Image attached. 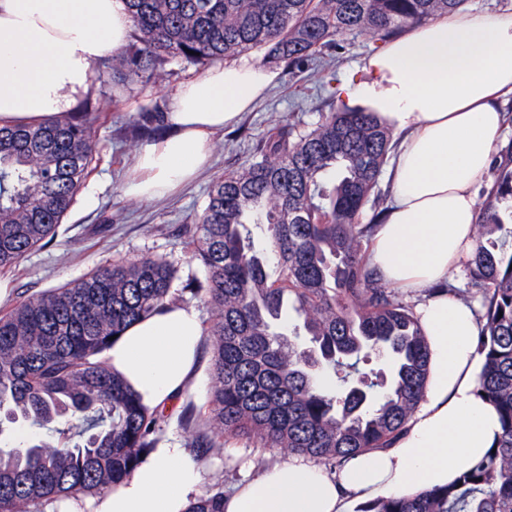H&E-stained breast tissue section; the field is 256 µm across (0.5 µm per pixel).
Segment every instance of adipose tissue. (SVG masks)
<instances>
[{
	"label": "adipose tissue",
	"mask_w": 512,
	"mask_h": 512,
	"mask_svg": "<svg viewBox=\"0 0 512 512\" xmlns=\"http://www.w3.org/2000/svg\"><path fill=\"white\" fill-rule=\"evenodd\" d=\"M131 26L124 0H0V126L69 111L93 64L120 51ZM278 78L241 59L183 82L164 115L173 134L142 146L125 193L151 200L192 180L209 162L213 134L234 127ZM339 97L399 136L391 203L373 228L368 259L383 281L420 296L429 380L393 447L355 456L332 476L304 457L248 468L224 512H352L382 495L410 497L469 469L500 431L477 392L478 309L449 294L448 276L464 270L475 248L476 192L489 179L503 106L512 101V9L405 27L362 61ZM201 338L197 313L177 306L128 326L103 356L158 408L189 384ZM204 477L185 447L159 446L111 492L82 507L61 499L55 509L186 512Z\"/></svg>",
	"instance_id": "1"
}]
</instances>
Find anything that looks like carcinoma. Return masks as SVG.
<instances>
[{"label": "carcinoma", "instance_id": "1", "mask_svg": "<svg viewBox=\"0 0 512 512\" xmlns=\"http://www.w3.org/2000/svg\"><path fill=\"white\" fill-rule=\"evenodd\" d=\"M465 0H125L133 42L112 55V84L161 76L173 61L207 66L251 50L291 72L343 49L350 36L385 40L457 12ZM103 94L37 125L0 127V270L51 241L95 159ZM394 147L372 112L337 107L315 128L276 124L252 159L218 178L185 227L203 278L183 288L211 318L207 417L189 404L181 426L202 460L216 438L246 437L331 467L390 448L430 375L424 329L366 262L379 176ZM481 228L466 265L483 328L477 390L501 432L454 483L393 494L358 512H512V142L492 160ZM162 257L120 258L82 279L24 298L0 316V436L27 423L36 440L0 448V512H40L112 490L155 448L164 415L145 406L100 354L109 337L176 299ZM383 355L388 372L360 367ZM186 512H224L217 483Z\"/></svg>", "mask_w": 512, "mask_h": 512}]
</instances>
